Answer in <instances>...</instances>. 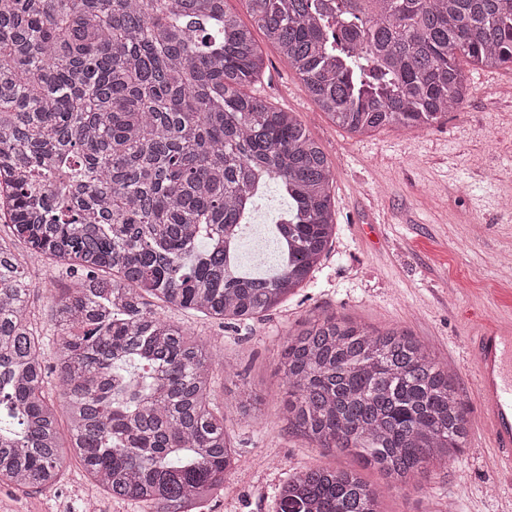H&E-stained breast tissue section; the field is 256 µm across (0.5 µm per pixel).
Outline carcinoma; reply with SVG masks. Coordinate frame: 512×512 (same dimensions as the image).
Instances as JSON below:
<instances>
[{
  "label": "carcinoma",
  "mask_w": 512,
  "mask_h": 512,
  "mask_svg": "<svg viewBox=\"0 0 512 512\" xmlns=\"http://www.w3.org/2000/svg\"><path fill=\"white\" fill-rule=\"evenodd\" d=\"M244 2L320 110L357 136L463 109L462 58L512 65V0ZM262 68L224 0H0V483L56 492L67 447L141 512H197L224 491L236 449L210 394L215 367L237 372L153 302L258 320L308 283L336 232L327 154L252 93ZM259 177L287 202L268 274L239 263ZM20 245L71 279L52 296L50 369ZM279 369L288 431L358 468L292 469L276 512H384L360 470L403 489L466 447L454 372L404 329L325 314L283 341Z\"/></svg>",
  "instance_id": "carcinoma-1"
}]
</instances>
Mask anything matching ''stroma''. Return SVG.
<instances>
[{
    "label": "stroma",
    "mask_w": 512,
    "mask_h": 512,
    "mask_svg": "<svg viewBox=\"0 0 512 512\" xmlns=\"http://www.w3.org/2000/svg\"><path fill=\"white\" fill-rule=\"evenodd\" d=\"M254 37L264 67L253 92L296 113L328 152L336 183V236L319 269L300 292L250 326L231 328L163 303L156 311L212 348L236 376L216 370L212 399L238 450L221 495L202 512H273L275 489L302 465L354 467L352 456L291 435L278 370L286 332L323 313L407 329L456 371L469 409L466 448L434 462L417 488H387L376 470L364 478L385 512H512V498L495 467L486 415L477 403L478 366L469 351L476 331L512 324V68L468 71L465 108L427 129H382L354 136L310 99L303 83L262 31ZM258 400L260 420L237 424V407ZM140 512L135 502L106 496L79 462L69 461L52 495L0 485V512Z\"/></svg>",
    "instance_id": "1"
}]
</instances>
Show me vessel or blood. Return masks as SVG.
<instances>
[{"label": "vessel or blood", "mask_w": 512, "mask_h": 512, "mask_svg": "<svg viewBox=\"0 0 512 512\" xmlns=\"http://www.w3.org/2000/svg\"><path fill=\"white\" fill-rule=\"evenodd\" d=\"M470 351L478 362V403L489 413L498 468L512 475V329H484Z\"/></svg>", "instance_id": "obj_1"}]
</instances>
